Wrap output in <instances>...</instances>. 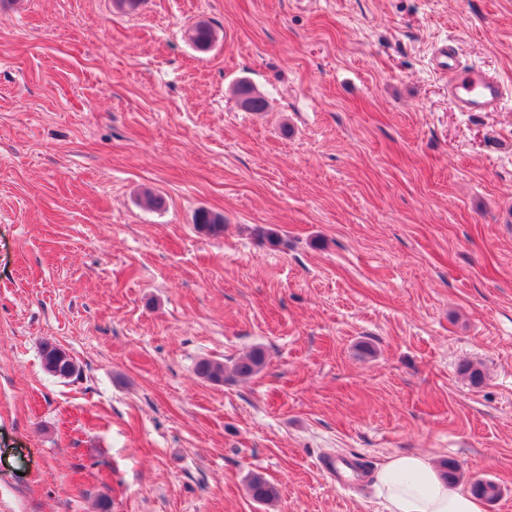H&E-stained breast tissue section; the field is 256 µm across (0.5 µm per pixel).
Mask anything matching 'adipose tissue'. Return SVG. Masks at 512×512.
Wrapping results in <instances>:
<instances>
[{
    "mask_svg": "<svg viewBox=\"0 0 512 512\" xmlns=\"http://www.w3.org/2000/svg\"><path fill=\"white\" fill-rule=\"evenodd\" d=\"M376 496L384 512H483L465 488L449 489L429 456L393 454L376 475Z\"/></svg>",
    "mask_w": 512,
    "mask_h": 512,
    "instance_id": "obj_1",
    "label": "adipose tissue"
}]
</instances>
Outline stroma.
Wrapping results in <instances>:
<instances>
[{"instance_id": "35a3bbf8", "label": "stroma", "mask_w": 512, "mask_h": 512, "mask_svg": "<svg viewBox=\"0 0 512 512\" xmlns=\"http://www.w3.org/2000/svg\"><path fill=\"white\" fill-rule=\"evenodd\" d=\"M445 42L512 89V0H0V512H381L319 460L408 452L512 512V102ZM433 63L448 77V97L458 111L495 112L504 105L506 90L500 79L480 67L460 66L453 45H441ZM237 99H242V108L247 112H264L269 107L268 100L258 93L253 85L245 80L239 81L233 90ZM41 358L43 368L53 376L69 377L78 371L73 358L58 347L45 344ZM263 366L264 354L261 350L255 349L238 358L232 365L231 372L235 377L246 378L261 371ZM248 492L251 498L259 503L267 504L276 500L279 496L277 487L271 484L261 474L254 473L248 481Z\"/></svg>"}]
</instances>
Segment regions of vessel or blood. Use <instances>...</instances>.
Returning <instances> with one entry per match:
<instances>
[{"instance_id":"obj_1","label":"vessel or blood","mask_w":512,"mask_h":512,"mask_svg":"<svg viewBox=\"0 0 512 512\" xmlns=\"http://www.w3.org/2000/svg\"><path fill=\"white\" fill-rule=\"evenodd\" d=\"M433 63L447 76L448 96L458 111L495 112L502 108L506 90L500 79L482 68L459 65L453 45H441L434 53ZM321 466L339 482L347 475L361 473L358 459L352 456L328 457L323 459Z\"/></svg>"}]
</instances>
